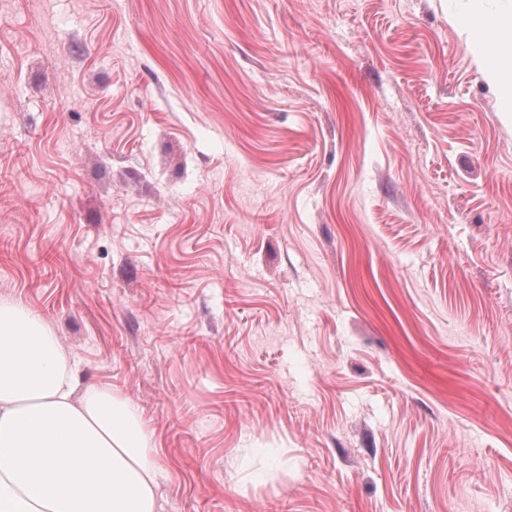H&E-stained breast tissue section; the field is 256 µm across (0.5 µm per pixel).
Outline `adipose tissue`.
Here are the masks:
<instances>
[{"mask_svg":"<svg viewBox=\"0 0 512 512\" xmlns=\"http://www.w3.org/2000/svg\"><path fill=\"white\" fill-rule=\"evenodd\" d=\"M462 25L511 113L512 6L469 0ZM78 370L41 317L0 301V512H161L138 406Z\"/></svg>","mask_w":512,"mask_h":512,"instance_id":"ef3b65f1","label":"adipose tissue"}]
</instances>
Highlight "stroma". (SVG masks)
Returning <instances> with one entry per match:
<instances>
[{
	"instance_id": "stroma-1",
	"label": "stroma",
	"mask_w": 512,
	"mask_h": 512,
	"mask_svg": "<svg viewBox=\"0 0 512 512\" xmlns=\"http://www.w3.org/2000/svg\"><path fill=\"white\" fill-rule=\"evenodd\" d=\"M467 8L0 0V298L138 405L163 512H512Z\"/></svg>"
}]
</instances>
